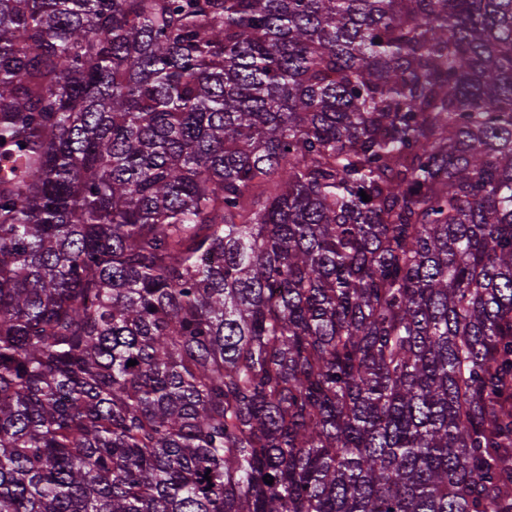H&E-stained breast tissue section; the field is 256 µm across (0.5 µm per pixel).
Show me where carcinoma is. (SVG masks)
I'll return each mask as SVG.
<instances>
[{
    "label": "carcinoma",
    "instance_id": "obj_1",
    "mask_svg": "<svg viewBox=\"0 0 512 512\" xmlns=\"http://www.w3.org/2000/svg\"><path fill=\"white\" fill-rule=\"evenodd\" d=\"M0 512H512V0H0Z\"/></svg>",
    "mask_w": 512,
    "mask_h": 512
}]
</instances>
